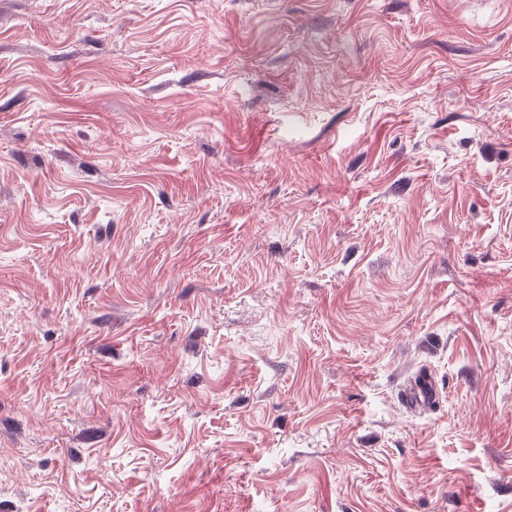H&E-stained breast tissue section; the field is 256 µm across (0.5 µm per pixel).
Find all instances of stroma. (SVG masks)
<instances>
[{
  "label": "stroma",
  "instance_id": "35a3bbf8",
  "mask_svg": "<svg viewBox=\"0 0 512 512\" xmlns=\"http://www.w3.org/2000/svg\"><path fill=\"white\" fill-rule=\"evenodd\" d=\"M0 512H512V0H0ZM440 398L438 384L428 377H423L416 385L407 392V400L414 405H431Z\"/></svg>",
  "mask_w": 512,
  "mask_h": 512
}]
</instances>
